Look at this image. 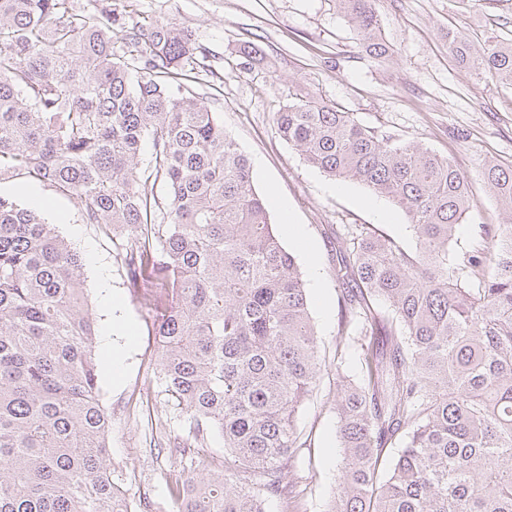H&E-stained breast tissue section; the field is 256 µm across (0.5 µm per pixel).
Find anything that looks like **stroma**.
I'll use <instances>...</instances> for the list:
<instances>
[{"instance_id": "35a3bbf8", "label": "stroma", "mask_w": 512, "mask_h": 512, "mask_svg": "<svg viewBox=\"0 0 512 512\" xmlns=\"http://www.w3.org/2000/svg\"><path fill=\"white\" fill-rule=\"evenodd\" d=\"M131 21H171L212 54L223 78L221 91L205 77L189 88L224 123L249 156L257 192L264 198L282 246L293 253L309 298L312 322L325 366L317 388L302 406L300 430L309 435L293 469L299 512H327L337 487L342 450L333 406L338 375L357 378L353 349L337 352L338 298L343 288L338 233L363 224L415 251L406 212L388 198L379 210L365 206L370 191L353 181L327 176L280 139L274 117L300 97L314 96L353 113L381 134L416 141L449 157L471 183L475 206L458 225L455 253L475 245V227L498 224L503 213L484 187L481 170L489 160L512 161V85L501 84L458 65L449 34L474 44H512V0H377L390 52H365L336 0H112ZM264 55L246 61L242 42ZM0 194L26 205L38 195L51 203L44 218L82 256L89 309L98 336L113 324H129L124 365L113 376L99 367L100 401L111 416L108 446L112 469L131 498L147 495L153 512H168L165 479L180 460L157 452L172 421L163 387L156 379L154 328L158 312L147 310L129 287L120 255L121 236L84 221L77 199L47 182L24 176L0 181ZM390 214L382 221L380 212ZM311 245L306 258L302 247Z\"/></svg>"}]
</instances>
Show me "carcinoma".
I'll return each instance as SVG.
<instances>
[{"mask_svg": "<svg viewBox=\"0 0 512 512\" xmlns=\"http://www.w3.org/2000/svg\"><path fill=\"white\" fill-rule=\"evenodd\" d=\"M377 0H336L362 45L389 51ZM454 59L512 82V46L448 33ZM208 51L171 22L128 24L101 0H0V180L22 172L121 224L142 302L162 309L158 381L180 468L170 512H296L285 476L322 358L295 256L277 238L247 155L183 88ZM277 133L327 175L392 199L409 253L344 226L340 344L362 375L336 385L343 466L329 512H512V162L483 181L506 219L479 224L447 157L378 134L323 99L276 113ZM150 144L149 160L142 158ZM168 194L157 193L158 183ZM83 259L36 209L0 195V512H151L115 481ZM224 465L202 473L208 437Z\"/></svg>", "mask_w": 512, "mask_h": 512, "instance_id": "obj_1", "label": "carcinoma"}]
</instances>
